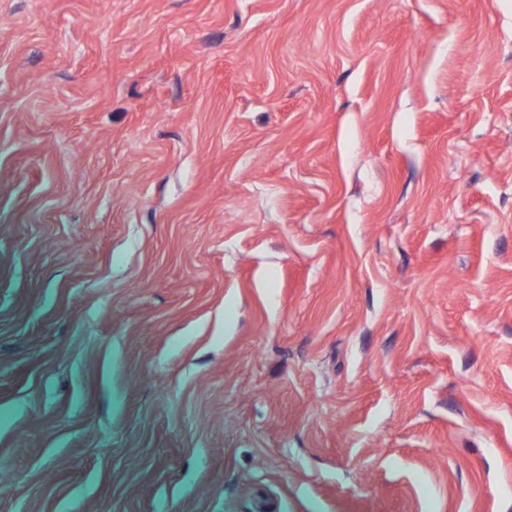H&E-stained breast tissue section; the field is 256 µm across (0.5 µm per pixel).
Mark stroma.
I'll return each instance as SVG.
<instances>
[{"label": "stroma", "instance_id": "1", "mask_svg": "<svg viewBox=\"0 0 512 512\" xmlns=\"http://www.w3.org/2000/svg\"><path fill=\"white\" fill-rule=\"evenodd\" d=\"M0 512H512V0H0Z\"/></svg>", "mask_w": 512, "mask_h": 512}]
</instances>
